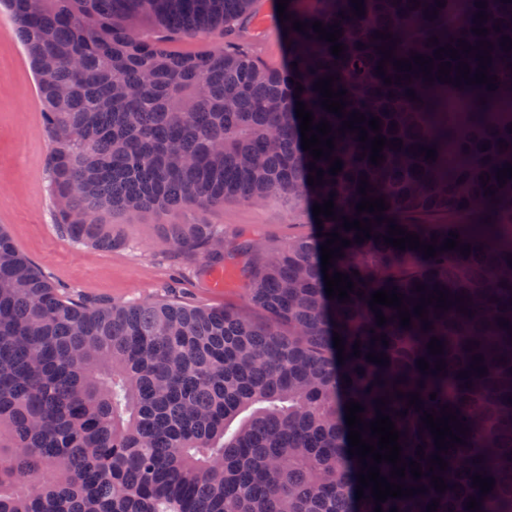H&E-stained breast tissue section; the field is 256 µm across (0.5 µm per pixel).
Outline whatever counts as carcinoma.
I'll return each instance as SVG.
<instances>
[{
  "label": "carcinoma",
  "mask_w": 512,
  "mask_h": 512,
  "mask_svg": "<svg viewBox=\"0 0 512 512\" xmlns=\"http://www.w3.org/2000/svg\"><path fill=\"white\" fill-rule=\"evenodd\" d=\"M253 2L0 0L35 74L44 130L56 144L47 162L54 210L73 240L109 249L112 239L100 232L106 212H202L228 197L279 198L296 214L333 192L337 216H320L324 235L297 238L276 255L250 241L235 249L261 321L228 307L71 298L0 229V512H374L371 489L356 500L362 464L348 453L345 404L360 403L370 422L381 397L401 431L402 458L423 468L437 453L423 413L448 406L469 428L463 444L440 453L448 467L434 474L445 492L431 476L416 481L408 472L395 483L426 492L389 498L382 512H427L437 498V512H512V177L503 187L497 179L512 164V50L501 46L512 39V2L363 0L365 14L356 16L351 0H290L291 19L279 23L289 65L280 69L231 40L197 54L169 45L173 36L217 30L229 38ZM295 20L307 30L292 28ZM315 21L339 24L341 56L317 38ZM461 40L493 43L487 77H498L496 90L438 79L442 60L452 79L461 61L476 74L482 49L435 58ZM379 46L393 51L384 75L376 73ZM416 56L434 58L433 81L418 64L408 78L393 69ZM398 74L401 81L385 83ZM330 75L334 90L347 91L344 118L325 110L315 90ZM298 101L314 122L332 125L330 156L342 160L341 172L303 150ZM350 112L379 117L381 135L402 147H384L380 164L371 163L375 132L364 144L338 133ZM423 147L436 149V159ZM312 163L324 171L320 185L308 184ZM362 176L373 188L367 195L389 205L381 218L427 244L436 238L437 256L385 244V222L355 242L343 218L376 219L356 215ZM334 231L352 240L329 269L355 283L346 303L328 297L322 272L321 245ZM453 232L459 247L440 250ZM166 240L201 255L206 273L224 268V232L211 224H171ZM417 282L426 290L417 292ZM393 288L411 311L434 290L452 306L429 304L428 322L413 313L405 328L398 310L379 305L387 317L380 326L371 294ZM381 335L389 345L372 340ZM433 337L443 353L430 354ZM369 353L386 354L389 365L368 361ZM474 355L487 372L470 368ZM421 358L429 370L418 368ZM409 392L419 393L420 410L407 406ZM477 473L494 479L493 490L473 487ZM471 497L479 509L467 510Z\"/></svg>",
  "instance_id": "carcinoma-1"
}]
</instances>
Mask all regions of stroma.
I'll return each instance as SVG.
<instances>
[{"mask_svg": "<svg viewBox=\"0 0 512 512\" xmlns=\"http://www.w3.org/2000/svg\"><path fill=\"white\" fill-rule=\"evenodd\" d=\"M277 16V0H258L235 37L236 44L271 69L282 67L288 56ZM52 149L25 50L10 18L0 12V228L72 297L116 303L186 299L202 307L244 310L248 301L241 274H231L227 288H209L201 259L179 254L165 239L166 226L200 219L223 230L227 240H259L273 255L309 234L315 222L311 210L293 215L277 199L260 205L228 199L200 214L159 209L106 213L101 230L111 238V248L77 243L54 218L46 176Z\"/></svg>", "mask_w": 512, "mask_h": 512, "instance_id": "1", "label": "stroma"}]
</instances>
